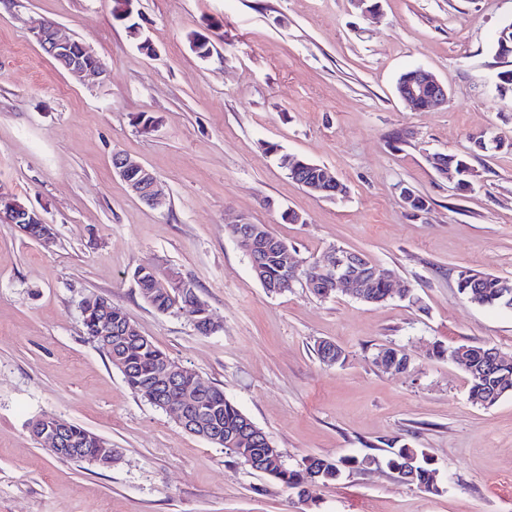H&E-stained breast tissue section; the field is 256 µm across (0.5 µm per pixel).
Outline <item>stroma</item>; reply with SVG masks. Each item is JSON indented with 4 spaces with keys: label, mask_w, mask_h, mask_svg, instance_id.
<instances>
[{
    "label": "stroma",
    "mask_w": 512,
    "mask_h": 512,
    "mask_svg": "<svg viewBox=\"0 0 512 512\" xmlns=\"http://www.w3.org/2000/svg\"><path fill=\"white\" fill-rule=\"evenodd\" d=\"M154 46L142 51L113 0H0V184L37 209L52 243L0 224V512H298L297 495L184 430L88 338L82 301L121 307L141 333L190 367L262 428L286 465L377 453L395 439L426 449L441 491L402 484L386 466L309 488L305 512H512V394L484 408L462 364L432 344H486L512 357V309L476 305L457 288L472 269L512 277V90L494 49L512 0H137ZM64 25L110 76L75 80L27 30ZM213 49L199 58L193 33ZM422 68L448 89L411 110L399 76ZM153 117L151 130L136 125ZM501 141L474 148L476 137ZM149 168L162 206L135 199L112 167ZM283 154L327 167L346 187L315 196ZM467 157L458 191L431 160ZM408 187L422 212L401 197ZM300 222L292 223L288 213ZM265 224L308 261L333 247L392 269L408 298H321L303 283L280 294L255 278L230 236ZM191 282L219 332L146 304L141 264ZM328 340L345 361L328 365ZM408 353L413 369L376 363ZM57 414L120 452L104 468L55 457L28 423Z\"/></svg>",
    "instance_id": "35a3bbf8"
}]
</instances>
